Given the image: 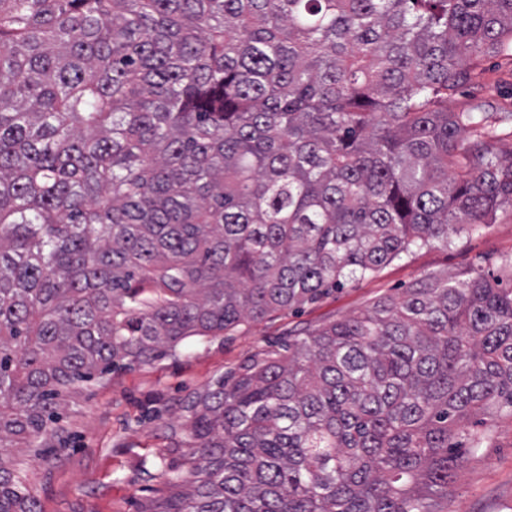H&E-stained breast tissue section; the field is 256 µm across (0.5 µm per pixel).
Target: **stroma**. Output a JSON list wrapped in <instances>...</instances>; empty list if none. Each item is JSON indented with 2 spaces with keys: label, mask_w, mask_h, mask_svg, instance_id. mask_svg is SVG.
I'll list each match as a JSON object with an SVG mask.
<instances>
[{
  "label": "stroma",
  "mask_w": 512,
  "mask_h": 512,
  "mask_svg": "<svg viewBox=\"0 0 512 512\" xmlns=\"http://www.w3.org/2000/svg\"><path fill=\"white\" fill-rule=\"evenodd\" d=\"M479 70L477 83L449 100V110L473 105L512 113V55L482 58ZM511 257L512 206H505L494 224L457 238L451 248L421 250L300 312H277L228 335L189 338L175 355L112 373L106 384L69 397L63 447L25 461L40 512H141L150 499L166 496L163 473L182 463L176 443L186 434L182 401L189 394L267 350L270 342L365 309L379 298L401 296L429 273L453 275L483 258L494 272ZM155 409L161 419L152 417ZM448 512H512L511 417L499 418L491 442L472 450L448 498Z\"/></svg>",
  "instance_id": "obj_1"
}]
</instances>
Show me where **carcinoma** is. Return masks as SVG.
I'll return each mask as SVG.
<instances>
[{
  "label": "carcinoma",
  "instance_id": "1",
  "mask_svg": "<svg viewBox=\"0 0 512 512\" xmlns=\"http://www.w3.org/2000/svg\"><path fill=\"white\" fill-rule=\"evenodd\" d=\"M511 43L512 0H0V512H39L8 443L52 447L66 394L494 223L506 116L448 99ZM500 270L191 394L146 512H448L512 416Z\"/></svg>",
  "mask_w": 512,
  "mask_h": 512
}]
</instances>
